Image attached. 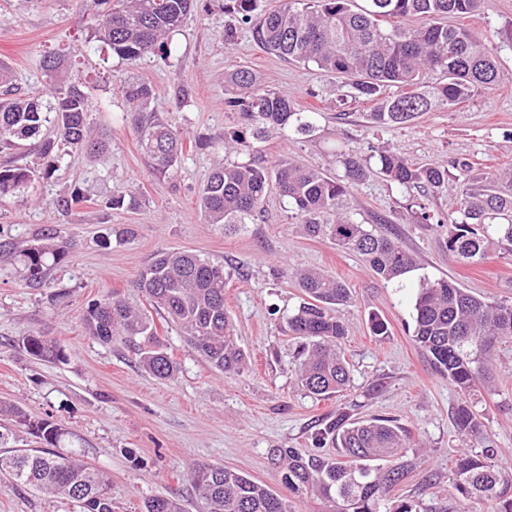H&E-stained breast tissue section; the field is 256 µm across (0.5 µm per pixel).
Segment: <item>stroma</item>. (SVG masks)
I'll list each match as a JSON object with an SVG mask.
<instances>
[{"instance_id":"35a3bbf8","label":"stroma","mask_w":512,"mask_h":512,"mask_svg":"<svg viewBox=\"0 0 512 512\" xmlns=\"http://www.w3.org/2000/svg\"><path fill=\"white\" fill-rule=\"evenodd\" d=\"M225 0H199L185 25L172 35L175 58H151L130 65L90 35L104 6L101 0H0V61L18 75L22 94L48 96L51 82L41 61L52 50L70 56V78L88 100L91 124L106 137L103 153L65 156L49 178L0 198V241L31 240L45 227L73 239L76 246L47 283L28 287L22 264L0 254V400L19 406L30 419L62 424L70 444L112 478L117 512H140L146 498L177 492L185 512H203L190 482L198 463H220L278 488L270 460L274 448L311 449L315 422L337 408L355 406L362 417H394L414 433L416 468L396 487V495L430 502L448 491L450 459L466 442L454 410L468 400L481 415L502 467H512V342L493 355L491 389L464 396L430 365L413 337L414 298L421 280L446 278L489 299L512 301V256L490 253L464 265L449 259L446 219L456 211V193L422 192L386 181L376 172L351 190L357 220L382 222L417 259L402 283L378 280L362 258L329 241L303 236L277 194H270L255 223L233 234L204 223L197 192L217 154L185 149L176 174L160 177L124 124L127 110L121 82L135 78L152 85V108L171 119L187 137L222 138L238 125V113L224 106V76L237 67L257 73L263 87L288 94L317 110L313 137L276 133L254 147L272 160L281 155L334 174L339 152L370 156L396 152L418 166L450 168L472 163L477 174L512 171V0H484L481 10L457 18L459 26L486 40L498 62L496 86L474 95L452 112H425L394 127L371 123L370 104L347 97L333 76L265 52L249 33L234 44L224 29L235 24ZM79 191L83 200L69 212L56 208L60 196ZM134 193L133 210L102 206L113 193ZM426 207L431 224L410 220V210ZM133 228V240L103 246L100 237ZM184 249L223 262L232 273L224 305L236 324L239 344L250 363L227 376L191 352L176 328L159 323L160 336L179 365L174 378L159 381L138 367L126 344H104L85 335L88 304L130 286L153 254ZM323 270L351 292L338 307L348 324L344 343L351 385L329 400L309 397L296 380L298 341L279 319L298 302L295 270ZM65 299H58L59 291ZM387 324L373 335L370 314ZM44 333L64 346L66 361H41L20 348L23 336ZM383 391L367 396L369 385ZM0 512H79L76 503L17 487L0 476Z\"/></svg>"}]
</instances>
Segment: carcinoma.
I'll list each match as a JSON object with an SVG mask.
<instances>
[{"instance_id":"cac0c4a2","label":"carcinoma","mask_w":512,"mask_h":512,"mask_svg":"<svg viewBox=\"0 0 512 512\" xmlns=\"http://www.w3.org/2000/svg\"><path fill=\"white\" fill-rule=\"evenodd\" d=\"M238 21L267 51L289 61L331 73L372 103L369 120L378 126L404 124L423 112H451L480 89L497 83L496 61L487 44L474 33L444 23L448 17L478 12L483 0H364L358 10L351 0H280L269 11L255 13L257 0H231ZM197 8V0H115L98 19L93 38L130 64L174 52L170 35ZM65 51L42 59L53 83L52 101L16 92L14 71L0 62V151L28 140L37 141L44 177L70 152L101 153L105 144L87 123V99L68 83ZM395 87L390 95L387 88ZM125 121L137 135L153 170L172 173L185 142L178 128L153 112L154 89L134 79L123 80ZM224 103L240 112L241 127L224 133V142L199 134L191 140L200 151L221 149L226 159L215 163L199 190L204 223L236 231L250 224L266 196L276 191L288 204L290 219L309 237L332 242L355 253L386 283L399 282L417 267L414 255L392 236L353 218L350 188L367 174L356 153L339 154L342 174L329 176L298 164L286 155L269 162L227 155L250 147L274 131L311 137L318 128L316 113L296 107L287 94L265 89L258 75L240 68L224 76ZM378 173L405 188L435 192L456 182L458 207L448 216V256L460 263L480 262L490 251L512 256V192L495 179L472 176L463 160L459 173L416 166L392 151L378 153ZM33 177L27 166H0V197L24 189ZM74 243L42 234L19 250L31 287L42 285L47 271L63 263ZM229 273L224 263L186 250H161L141 271L133 287L149 306L177 327L186 345L213 369L228 375L248 366L237 342L234 323L224 307ZM302 297L284 317L285 330L299 339L297 353L302 388L319 400L330 399L350 383L341 345L344 321L333 307L348 301V289L317 269L295 272ZM415 342L434 367L459 392L466 394L494 379L491 355L495 346L512 341V301L487 300L456 283L426 280L414 303ZM86 335L103 343L121 338L132 344L138 365L159 380H169L178 363L162 342L149 312L135 308L117 294L92 301L83 317ZM21 347L39 360H66L56 338L29 334ZM0 415L13 416L50 447L0 452V473L26 488L78 504L81 512H114L112 478L83 456L54 448L68 435L64 426L32 421L16 405L0 402ZM459 433L475 446L456 455L448 481L455 498L512 512V471L502 468L490 436L467 401L455 410ZM315 451L274 448L271 459L281 475L283 492L223 466L197 464L191 482L204 501L205 512H291L288 498L315 494L332 512H467L453 504H424L392 495L413 461L411 429L388 417L359 420L337 409L312 434ZM141 512H184L175 495L144 501Z\"/></svg>"}]
</instances>
